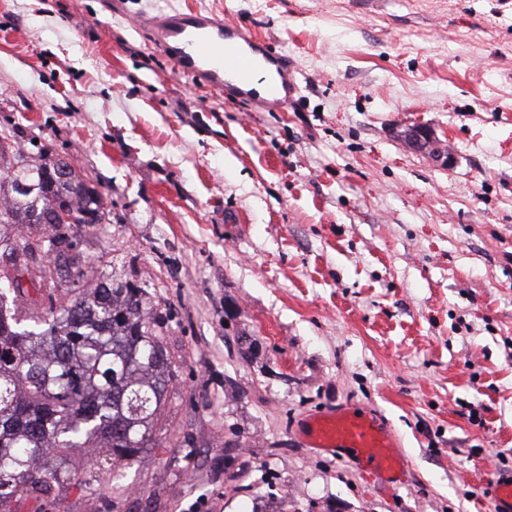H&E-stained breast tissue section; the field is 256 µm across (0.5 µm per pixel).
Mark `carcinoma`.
<instances>
[{
  "label": "carcinoma",
  "mask_w": 512,
  "mask_h": 512,
  "mask_svg": "<svg viewBox=\"0 0 512 512\" xmlns=\"http://www.w3.org/2000/svg\"><path fill=\"white\" fill-rule=\"evenodd\" d=\"M9 149L1 136L0 224L31 232L0 234V249L56 260L60 244L75 248L63 225L106 223L99 191L73 166ZM19 182L31 191L17 194ZM48 278L52 290L32 299L0 267V512H16L23 495L44 505L73 484L93 486L70 470L73 448L139 461L156 447L163 391L176 377L147 285L114 278L91 290L75 262L63 277L39 275Z\"/></svg>",
  "instance_id": "cac0c4a2"
}]
</instances>
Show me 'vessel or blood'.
<instances>
[{
	"label": "vessel or blood",
	"instance_id": "obj_1",
	"mask_svg": "<svg viewBox=\"0 0 512 512\" xmlns=\"http://www.w3.org/2000/svg\"><path fill=\"white\" fill-rule=\"evenodd\" d=\"M157 50L168 56L178 74L195 83L229 88L268 109L283 108L298 91L287 56L267 51L266 43L237 23L209 13L171 11L138 17ZM310 447L356 459L364 472L394 485L406 478L391 435L369 412L341 407L306 421ZM484 489L494 512H512V472H498Z\"/></svg>",
	"mask_w": 512,
	"mask_h": 512
}]
</instances>
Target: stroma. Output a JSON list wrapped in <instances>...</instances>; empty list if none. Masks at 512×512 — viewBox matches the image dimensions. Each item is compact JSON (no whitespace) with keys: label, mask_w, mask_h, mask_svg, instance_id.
<instances>
[{"label":"stroma","mask_w":512,"mask_h":512,"mask_svg":"<svg viewBox=\"0 0 512 512\" xmlns=\"http://www.w3.org/2000/svg\"><path fill=\"white\" fill-rule=\"evenodd\" d=\"M171 6L255 30L293 62L295 102L178 75L136 23ZM4 133L101 193L110 223L65 234L91 277L148 284L177 365L157 447L48 512H493L512 0H0ZM345 406L391 433L404 484L306 445L303 420Z\"/></svg>","instance_id":"obj_1"}]
</instances>
